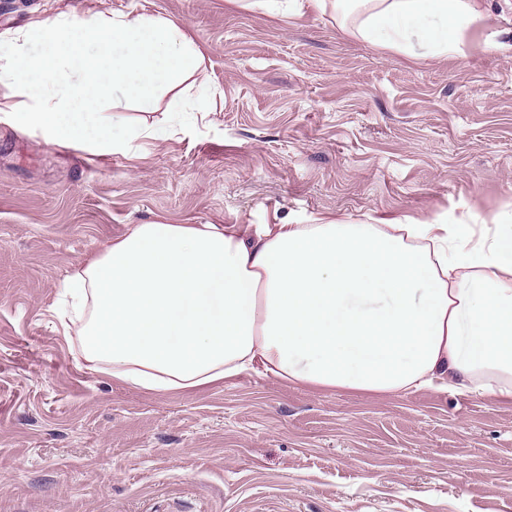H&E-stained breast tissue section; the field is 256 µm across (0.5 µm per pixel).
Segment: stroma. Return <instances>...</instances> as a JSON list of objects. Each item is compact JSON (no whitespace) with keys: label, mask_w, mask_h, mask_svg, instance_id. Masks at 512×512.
<instances>
[{"label":"stroma","mask_w":512,"mask_h":512,"mask_svg":"<svg viewBox=\"0 0 512 512\" xmlns=\"http://www.w3.org/2000/svg\"><path fill=\"white\" fill-rule=\"evenodd\" d=\"M463 57L411 58L343 12L242 0H0V40L59 14L181 22L200 112L104 157L0 111V512H512V405L318 392L245 372L189 392L82 354L61 290L137 224L512 221V0ZM498 31L503 47L482 50Z\"/></svg>","instance_id":"1"}]
</instances>
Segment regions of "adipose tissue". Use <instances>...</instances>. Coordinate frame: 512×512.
<instances>
[{"label":"adipose tissue","mask_w":512,"mask_h":512,"mask_svg":"<svg viewBox=\"0 0 512 512\" xmlns=\"http://www.w3.org/2000/svg\"><path fill=\"white\" fill-rule=\"evenodd\" d=\"M359 33L460 55L478 0H354ZM41 48L0 55V87L51 147L100 155L167 139L116 124L121 95L185 110L203 56L180 23L146 14L37 23ZM82 352L112 378L165 393L252 371L295 385L512 403V224H139L71 281Z\"/></svg>","instance_id":"obj_1"}]
</instances>
